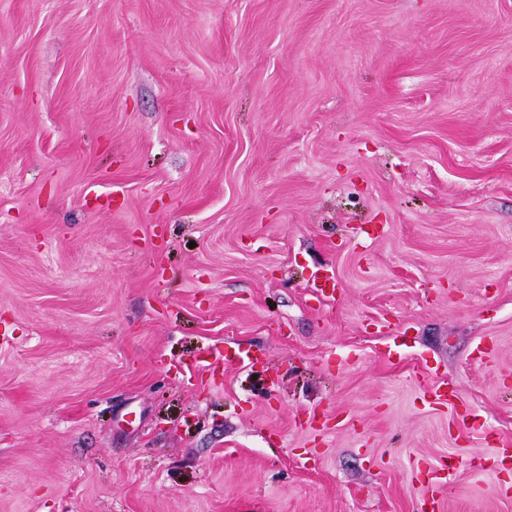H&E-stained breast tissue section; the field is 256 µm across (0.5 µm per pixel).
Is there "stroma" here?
<instances>
[{
    "mask_svg": "<svg viewBox=\"0 0 512 512\" xmlns=\"http://www.w3.org/2000/svg\"><path fill=\"white\" fill-rule=\"evenodd\" d=\"M504 448L512 0H0V512H512Z\"/></svg>",
    "mask_w": 512,
    "mask_h": 512,
    "instance_id": "1",
    "label": "stroma"
}]
</instances>
